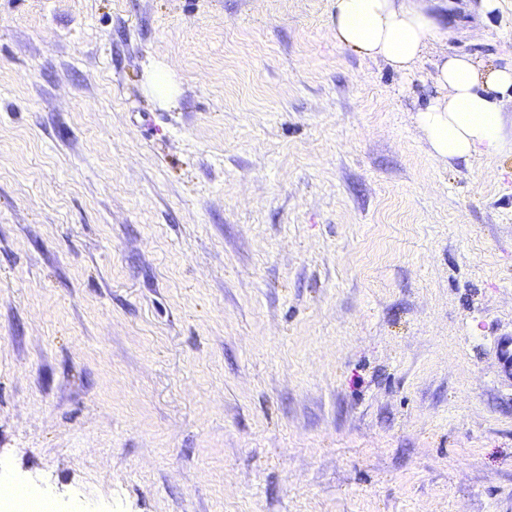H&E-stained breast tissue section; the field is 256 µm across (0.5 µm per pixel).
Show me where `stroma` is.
<instances>
[{
  "label": "stroma",
  "instance_id": "stroma-1",
  "mask_svg": "<svg viewBox=\"0 0 512 512\" xmlns=\"http://www.w3.org/2000/svg\"><path fill=\"white\" fill-rule=\"evenodd\" d=\"M333 0H0V480L56 512H512V155L445 162ZM179 89L146 87L153 65ZM149 90L162 103H171L174 99L172 75L164 65H155L149 73Z\"/></svg>",
  "mask_w": 512,
  "mask_h": 512
}]
</instances>
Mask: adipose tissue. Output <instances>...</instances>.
Listing matches in <instances>:
<instances>
[{"label": "adipose tissue", "mask_w": 512, "mask_h": 512, "mask_svg": "<svg viewBox=\"0 0 512 512\" xmlns=\"http://www.w3.org/2000/svg\"><path fill=\"white\" fill-rule=\"evenodd\" d=\"M448 0H334L332 24L340 46L383 60L400 75L416 72L429 43L446 39L432 13ZM440 90L419 111L433 154L443 160L512 152V115L503 100L512 95V67L484 64L465 55L436 64Z\"/></svg>", "instance_id": "1"}]
</instances>
